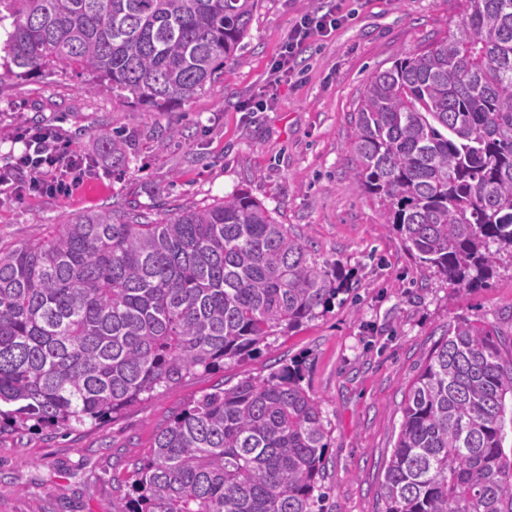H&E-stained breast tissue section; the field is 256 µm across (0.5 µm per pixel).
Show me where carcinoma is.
Listing matches in <instances>:
<instances>
[{
    "label": "carcinoma",
    "mask_w": 512,
    "mask_h": 512,
    "mask_svg": "<svg viewBox=\"0 0 512 512\" xmlns=\"http://www.w3.org/2000/svg\"><path fill=\"white\" fill-rule=\"evenodd\" d=\"M259 0H0V79L70 72L164 111L234 59ZM448 33L364 86L356 188L457 294L512 259V0H466ZM120 161L122 139L99 135ZM349 287L245 191L155 213L103 207L0 248V431L75 429L224 367ZM512 361L448 326L411 385L386 512H512ZM327 429L286 364L202 395L135 466L132 512H314Z\"/></svg>",
    "instance_id": "cac0c4a2"
}]
</instances>
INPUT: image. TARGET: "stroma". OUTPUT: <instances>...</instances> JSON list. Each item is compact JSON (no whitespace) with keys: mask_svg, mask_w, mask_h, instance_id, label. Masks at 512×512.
Here are the masks:
<instances>
[{"mask_svg":"<svg viewBox=\"0 0 512 512\" xmlns=\"http://www.w3.org/2000/svg\"><path fill=\"white\" fill-rule=\"evenodd\" d=\"M330 0H261L244 47L220 78L163 112L63 76L0 81V167L21 152L17 126L52 127L91 159L71 193L0 192V245L41 236L103 207L189 209L243 190L309 249L340 261L353 287L327 310L224 368L158 389L114 418L76 430L0 433V512H129V476L160 428L213 385L300 368L329 431L323 512H385L382 484L405 394L449 324L495 329L512 359V265L464 296L411 257L376 200L353 187V113L372 74L442 37L462 0H343L349 18L306 44L293 73L271 67L300 15ZM119 132L124 158L103 152Z\"/></svg>","mask_w":512,"mask_h":512,"instance_id":"1","label":"stroma"}]
</instances>
